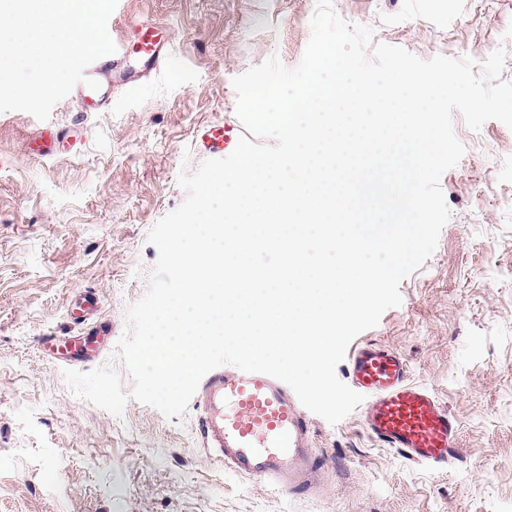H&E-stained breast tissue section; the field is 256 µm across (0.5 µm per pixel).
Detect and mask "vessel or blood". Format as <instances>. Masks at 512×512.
I'll list each match as a JSON object with an SVG mask.
<instances>
[{"mask_svg": "<svg viewBox=\"0 0 512 512\" xmlns=\"http://www.w3.org/2000/svg\"><path fill=\"white\" fill-rule=\"evenodd\" d=\"M113 42L115 52L92 63L87 83L74 88L80 113L105 111L113 88L149 77L170 54L162 25L147 18L128 19ZM92 79L97 88L89 87ZM76 134L69 126L39 128L28 136L25 148L50 157ZM239 138L234 125L219 122L203 128L198 142L203 152L221 154L236 147ZM99 307L97 291L84 289L68 309L80 333L38 337V349L60 365L93 362L112 337V324L99 318ZM346 371L350 385L365 397L361 428L377 445L437 471L459 460V420L432 390L410 381L405 355L377 341H360L348 352ZM193 401L201 412L202 445L225 467L291 494H321L322 466L314 451L312 422L285 383L223 365L202 378Z\"/></svg>", "mask_w": 512, "mask_h": 512, "instance_id": "1", "label": "vessel or blood"}]
</instances>
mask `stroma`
Returning <instances> with one entry per match:
<instances>
[{"label":"stroma","mask_w":512,"mask_h":512,"mask_svg":"<svg viewBox=\"0 0 512 512\" xmlns=\"http://www.w3.org/2000/svg\"><path fill=\"white\" fill-rule=\"evenodd\" d=\"M378 42L430 59L483 63L506 46L512 0H333ZM316 0H118L163 22L170 59L148 82L112 93L77 146L28 154L38 120L0 113V512H512V129L454 114L465 153L441 180L451 217L436 251L402 281L400 306L361 339L410 361L412 381L462 425L461 461L437 473L371 442L357 414L315 417L322 495L279 494L201 447L200 412L165 419L128 401L115 417L74 396L36 338L70 331L67 308L92 287L112 342L99 365L122 368L116 341L145 295L157 249L147 236L185 198L182 165L205 161L203 126L239 124L235 76L278 56L301 61Z\"/></svg>","instance_id":"stroma-1"}]
</instances>
